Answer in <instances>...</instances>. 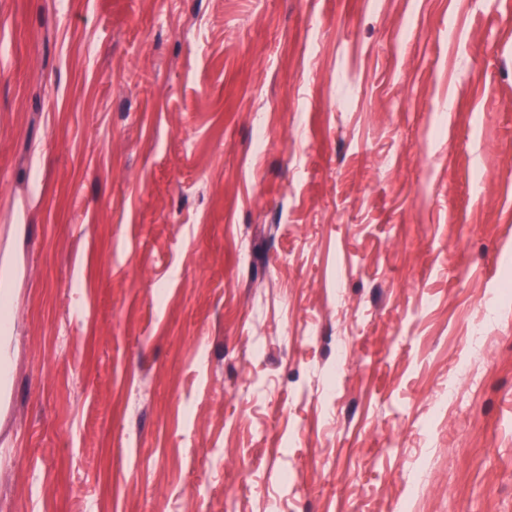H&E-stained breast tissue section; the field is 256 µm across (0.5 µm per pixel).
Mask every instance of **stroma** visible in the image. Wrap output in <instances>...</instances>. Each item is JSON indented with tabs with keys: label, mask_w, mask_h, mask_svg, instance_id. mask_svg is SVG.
I'll use <instances>...</instances> for the list:
<instances>
[{
	"label": "stroma",
	"mask_w": 512,
	"mask_h": 512,
	"mask_svg": "<svg viewBox=\"0 0 512 512\" xmlns=\"http://www.w3.org/2000/svg\"><path fill=\"white\" fill-rule=\"evenodd\" d=\"M1 295L0 512H512V0H0Z\"/></svg>",
	"instance_id": "stroma-1"
}]
</instances>
